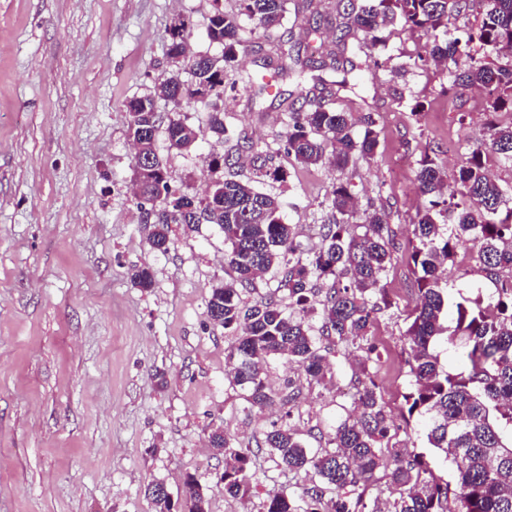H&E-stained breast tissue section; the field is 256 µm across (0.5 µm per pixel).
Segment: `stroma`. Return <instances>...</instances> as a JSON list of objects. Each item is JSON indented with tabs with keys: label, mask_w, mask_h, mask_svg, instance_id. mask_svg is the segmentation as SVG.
<instances>
[{
	"label": "stroma",
	"mask_w": 512,
	"mask_h": 512,
	"mask_svg": "<svg viewBox=\"0 0 512 512\" xmlns=\"http://www.w3.org/2000/svg\"><path fill=\"white\" fill-rule=\"evenodd\" d=\"M336 3L322 0L313 35L292 12L268 32L244 24L237 69L258 71L262 48L280 46L291 68L332 47ZM218 8L236 13L238 0H0V512H153L145 485L163 481L177 498L188 474L210 512H264L269 497L300 481L258 446L273 425L290 424L307 448L328 447L337 421L352 415V385L366 372L393 413L405 405V331L417 302L408 251L426 204L418 162L436 157L450 174L465 165L489 119L482 99L471 89L440 96L444 74L417 57L424 36L396 24L375 50L380 68L334 99L354 119L383 126L374 158L354 167L303 168L275 140L289 121L284 100L301 96L295 76L259 96L227 84L221 139L206 131L203 106L178 111L157 100L164 118L181 116L203 130L187 150L158 137L172 188L204 195L209 155L238 148L233 176L277 196L299 258L321 241L333 183H349L354 223L371 204L390 214L396 250L383 284L394 306L374 321L378 361L330 354L333 377L324 387L270 361L268 383L278 389L292 378L301 395L293 410L257 411L231 382V331L207 313L212 288L235 277L223 231L174 224L168 251H155L133 196L126 104L152 93L167 70L174 17L187 22L195 50L220 55L206 37ZM267 150L278 178L255 174L252 158ZM141 267L153 275L146 290L131 283ZM444 280L456 298L493 290L471 252L447 265ZM217 429L248 452L246 497L224 494V463L209 448Z\"/></svg>",
	"instance_id": "obj_1"
}]
</instances>
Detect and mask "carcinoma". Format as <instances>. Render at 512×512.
Instances as JSON below:
<instances>
[{
	"mask_svg": "<svg viewBox=\"0 0 512 512\" xmlns=\"http://www.w3.org/2000/svg\"><path fill=\"white\" fill-rule=\"evenodd\" d=\"M239 2V16L218 9L209 18L206 35L222 47L219 56L192 51L186 23L180 22L167 47L170 69L155 84V96L176 108L198 102L193 85L180 77V70L195 62L209 89L207 127L217 136L226 133L224 88L241 46L240 19L271 30L288 13V0ZM467 5L468 0H374L366 7L357 0H338L341 21L336 24L335 49L299 62L300 70L319 72L312 80L324 90H351L349 75L358 65L347 52L364 58L367 68L378 65L370 50L350 43L353 29L374 46L382 42L383 30L399 21L427 36L418 59L444 65L447 83L441 93L483 89L489 115L512 113V62H500L504 54L512 56V0H480L476 24L450 28L451 18ZM326 74L334 79H325ZM126 108L138 115L131 139L156 160L153 167H134L136 205L151 226V248L167 251L170 225L191 226L201 217L224 232L225 259L236 279L212 289L207 308L212 321L236 336L228 354L233 383L248 392L251 406L262 410L277 394L286 406L299 395L291 378L279 393L267 386L262 370L270 358L298 366L318 384L332 374L329 353L335 346H350L371 361L377 348L369 328L377 314L393 307L382 287L395 249L388 213L374 206L364 210L362 232L351 233L354 197L344 183L333 184L320 246L308 259L296 260L295 233L282 221L277 197L257 191L250 180L226 176L215 179L204 197L172 189L156 151L157 136L162 131L171 146L188 149L201 130L180 118L163 122L154 96L134 97ZM286 111V152L304 166L342 169L375 155L380 130L373 120L358 130L350 113L309 98L298 108L290 103ZM491 159L512 167V124L489 121L484 138L468 148L467 163L451 185L447 172L429 155L420 159L417 170L418 188L429 197V206L417 212L411 240L419 298L406 330L411 383L404 395L403 420L407 428L415 418L425 421L428 444L455 466V485L434 475L426 455L393 441L391 432L400 426L368 375L354 384L356 414L336 425L331 447L309 451L289 426L264 435L261 447L278 466L308 478L301 490L288 488L271 497L264 512H316L315 506L324 502L329 512H360L365 490L376 481L380 467L397 496L369 512H512V200L491 174ZM238 162L227 151L211 156L207 166L216 173ZM464 244L477 249L481 270L495 291L452 301L444 296L443 272ZM274 267L282 268L283 295L244 307L240 288L255 287ZM316 292L321 295L318 328L308 307L309 295ZM444 313L446 325L441 322ZM442 335L452 347L463 343L464 370L451 373L441 365L434 345ZM209 444L224 459V494L247 495L243 449L219 430L210 434ZM144 494L154 512H171L164 482H149ZM182 509L208 512L207 497L192 474L183 481Z\"/></svg>",
	"mask_w": 512,
	"mask_h": 512,
	"instance_id": "obj_1",
	"label": "carcinoma"
}]
</instances>
